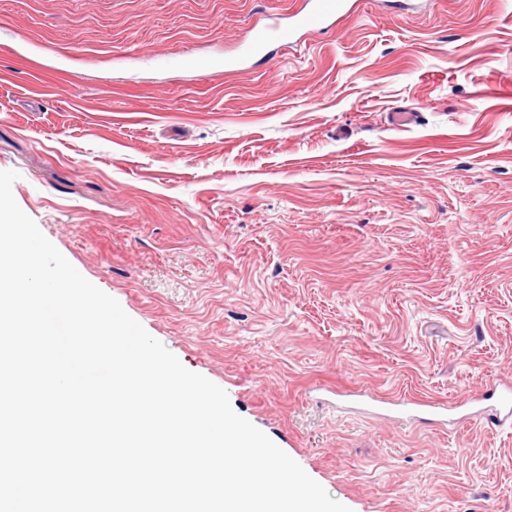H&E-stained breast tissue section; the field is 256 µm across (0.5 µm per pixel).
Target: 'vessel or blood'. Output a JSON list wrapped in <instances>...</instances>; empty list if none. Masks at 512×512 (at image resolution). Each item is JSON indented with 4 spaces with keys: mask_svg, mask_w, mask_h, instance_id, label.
Masks as SVG:
<instances>
[{
    "mask_svg": "<svg viewBox=\"0 0 512 512\" xmlns=\"http://www.w3.org/2000/svg\"><path fill=\"white\" fill-rule=\"evenodd\" d=\"M355 0H304L303 6L288 19L267 17L251 25L235 56L225 59V68H238L264 54L270 45L288 46L310 32H326L342 17L355 11ZM486 422L503 425L512 422V390L500 393L497 407L486 411Z\"/></svg>",
    "mask_w": 512,
    "mask_h": 512,
    "instance_id": "vessel-or-blood-1",
    "label": "vessel or blood"
}]
</instances>
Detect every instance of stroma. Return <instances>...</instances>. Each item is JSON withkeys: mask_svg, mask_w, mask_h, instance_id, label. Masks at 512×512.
<instances>
[{"mask_svg": "<svg viewBox=\"0 0 512 512\" xmlns=\"http://www.w3.org/2000/svg\"><path fill=\"white\" fill-rule=\"evenodd\" d=\"M298 3L0 0V171L351 512H512V426L397 405L512 383V0H358L225 69Z\"/></svg>", "mask_w": 512, "mask_h": 512, "instance_id": "obj_1", "label": "stroma"}]
</instances>
